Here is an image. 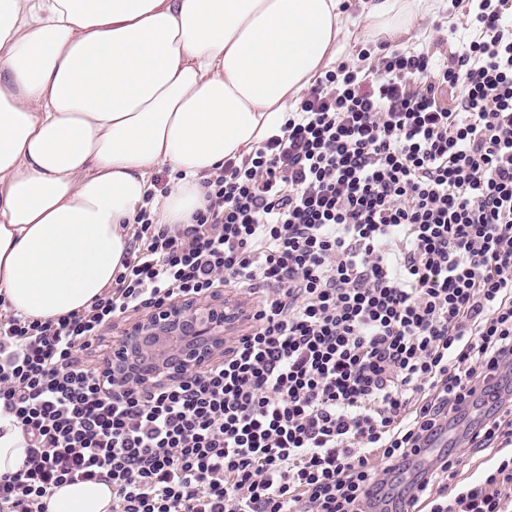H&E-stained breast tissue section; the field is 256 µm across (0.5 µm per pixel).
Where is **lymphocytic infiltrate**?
<instances>
[{
  "instance_id": "obj_1",
  "label": "lymphocytic infiltrate",
  "mask_w": 512,
  "mask_h": 512,
  "mask_svg": "<svg viewBox=\"0 0 512 512\" xmlns=\"http://www.w3.org/2000/svg\"><path fill=\"white\" fill-rule=\"evenodd\" d=\"M477 2V38L439 68L396 52L316 80L206 181L193 224L141 209L88 309L0 320V413L27 441L0 512L93 480L112 512H512V457L452 485L461 448L512 447V14ZM221 283L251 309L218 363L115 390L86 360L116 318ZM471 410L395 501L387 473Z\"/></svg>"
}]
</instances>
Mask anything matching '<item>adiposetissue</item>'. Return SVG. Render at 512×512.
Masks as SVG:
<instances>
[{
  "label": "adipose tissue",
  "instance_id": "adipose-tissue-1",
  "mask_svg": "<svg viewBox=\"0 0 512 512\" xmlns=\"http://www.w3.org/2000/svg\"><path fill=\"white\" fill-rule=\"evenodd\" d=\"M440 0H0V308H89L122 270L141 208L179 226L203 183L278 133L353 27L395 43ZM169 166L174 186L154 194ZM26 440L0 414V473ZM48 512H111L97 481Z\"/></svg>",
  "mask_w": 512,
  "mask_h": 512
}]
</instances>
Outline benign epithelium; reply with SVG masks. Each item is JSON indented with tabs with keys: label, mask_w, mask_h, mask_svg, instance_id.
Here are the masks:
<instances>
[{
	"label": "benign epithelium",
	"mask_w": 512,
	"mask_h": 512,
	"mask_svg": "<svg viewBox=\"0 0 512 512\" xmlns=\"http://www.w3.org/2000/svg\"><path fill=\"white\" fill-rule=\"evenodd\" d=\"M242 310L218 294L156 308L122 331L107 373L121 389H150L194 373L224 354Z\"/></svg>",
	"instance_id": "1"
}]
</instances>
